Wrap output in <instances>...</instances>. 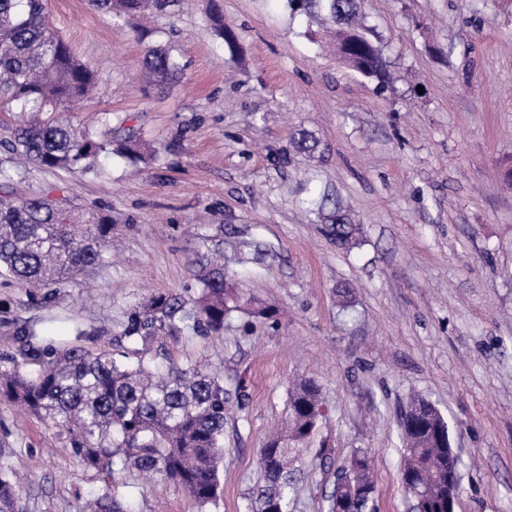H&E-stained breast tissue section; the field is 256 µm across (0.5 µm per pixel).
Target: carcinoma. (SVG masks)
<instances>
[{
	"label": "carcinoma",
	"mask_w": 512,
	"mask_h": 512,
	"mask_svg": "<svg viewBox=\"0 0 512 512\" xmlns=\"http://www.w3.org/2000/svg\"><path fill=\"white\" fill-rule=\"evenodd\" d=\"M120 18L172 0H91ZM288 13L306 16L329 30L351 69L382 87L390 83L388 62L372 31L363 24L360 0H284ZM215 29L229 51L235 31L219 10ZM144 66L151 81L164 87L180 64L172 50L147 47ZM95 87L93 73L49 24L47 0H0V108L19 114L8 141L25 162L49 169L77 170L89 179L103 175L99 159L117 151L144 155L132 135L113 142L112 117L96 124L78 119ZM293 147L312 153L314 134L294 133ZM306 211L336 246L356 244L361 235L350 209L339 199L313 191ZM112 241V218L77 210L43 195L17 197L12 178L0 171V276L39 290L62 287L73 276L105 261ZM200 285L197 309H183L173 293L155 294L126 313L121 337L138 344L126 351L92 353L79 347L31 351L34 372L0 373V396L67 429L74 453L88 467L109 476L127 471L163 475L180 484L199 507L217 505L219 466L224 454V419L229 393L213 371L195 364L162 368L158 359L167 332L219 333L237 309L224 265L209 256L195 261ZM321 389L313 380L294 385L288 419L259 451L265 485L256 493L255 512H292L298 491L299 447L321 415ZM405 443L402 475H412V508L433 512L448 497V474L457 470L450 453L449 426L431 403L415 398L401 417ZM375 488L369 456L356 452L337 474L333 495L345 512H368ZM19 488L0 471V512H16Z\"/></svg>",
	"instance_id": "1"
}]
</instances>
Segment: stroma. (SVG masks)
I'll return each instance as SVG.
<instances>
[{"label": "stroma", "instance_id": "35a3bbf8", "mask_svg": "<svg viewBox=\"0 0 512 512\" xmlns=\"http://www.w3.org/2000/svg\"><path fill=\"white\" fill-rule=\"evenodd\" d=\"M216 7L236 53L211 27ZM48 10L98 81L82 120L111 113L113 137L135 130L156 156L112 155L97 180L21 166L6 147L18 116L0 112V170L16 192L110 213L118 240L104 266L35 296L0 277V370L35 371L22 328L39 346L95 351L152 294L195 308L191 262L215 238L238 294L284 314L241 310L223 333L167 339L172 362L220 368L231 394L218 505L199 509L161 477L86 468L64 428L0 398V465L21 478L19 512H85L102 497L123 512H249L258 451L300 379L320 385L324 413L294 512H326L357 451L374 465L377 512H409L400 415L415 394L448 422L458 512H512V0H364L394 74L383 88L281 0H179L146 19L90 0ZM152 45L173 47L182 68L163 91L143 68ZM301 127L319 153L293 150ZM314 187L350 206L357 246L336 248L304 218ZM253 239L269 250L257 261L243 257Z\"/></svg>", "mask_w": 512, "mask_h": 512}]
</instances>
